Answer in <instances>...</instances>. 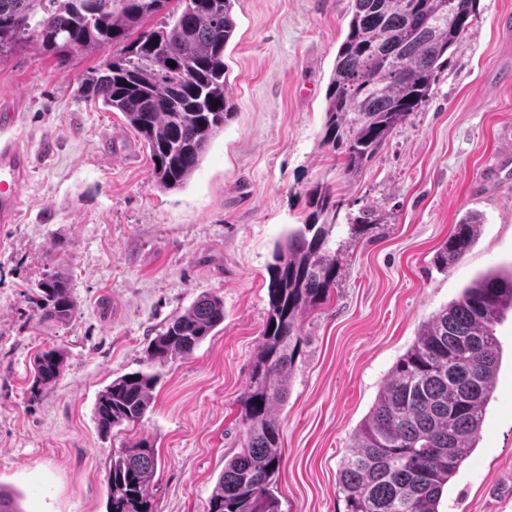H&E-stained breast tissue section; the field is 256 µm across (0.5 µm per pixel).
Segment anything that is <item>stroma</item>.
I'll list each match as a JSON object with an SVG mask.
<instances>
[{
    "label": "stroma",
    "instance_id": "obj_1",
    "mask_svg": "<svg viewBox=\"0 0 512 512\" xmlns=\"http://www.w3.org/2000/svg\"><path fill=\"white\" fill-rule=\"evenodd\" d=\"M352 0H239L225 50L235 116L191 181L163 191L124 115L86 102L80 78L102 56L65 61L23 48L0 59V109L39 162L19 223L0 226V486L21 512H106L114 448L145 439L159 465L154 512H206L245 435L242 398L267 318L277 241L311 211L307 190L330 177L344 201L339 276L304 316L288 399L279 409L281 512H344L338 470L398 358L423 321L478 274L512 263V0H477L467 37L431 94L359 177L328 173L320 146L326 89ZM119 139V151L102 142ZM376 224L352 236L362 208ZM482 234L442 272L436 250L466 212ZM69 277L63 325L32 317L36 286ZM203 293L224 322L187 358L150 363L163 323ZM502 364L481 439L450 482L441 512H512V313L497 328ZM65 369L32 394L35 355ZM154 372V402L133 431L102 437L98 393L118 376Z\"/></svg>",
    "mask_w": 512,
    "mask_h": 512
}]
</instances>
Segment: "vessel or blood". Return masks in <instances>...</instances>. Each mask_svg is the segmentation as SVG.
I'll use <instances>...</instances> for the list:
<instances>
[{
  "instance_id": "1",
  "label": "vessel or blood",
  "mask_w": 512,
  "mask_h": 512,
  "mask_svg": "<svg viewBox=\"0 0 512 512\" xmlns=\"http://www.w3.org/2000/svg\"><path fill=\"white\" fill-rule=\"evenodd\" d=\"M16 118L13 112L0 113V224L18 222L21 190L34 166L32 154L9 136Z\"/></svg>"
}]
</instances>
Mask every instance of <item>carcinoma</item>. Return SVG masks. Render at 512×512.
I'll return each mask as SVG.
<instances>
[{
  "instance_id": "carcinoma-1",
  "label": "carcinoma",
  "mask_w": 512,
  "mask_h": 512,
  "mask_svg": "<svg viewBox=\"0 0 512 512\" xmlns=\"http://www.w3.org/2000/svg\"><path fill=\"white\" fill-rule=\"evenodd\" d=\"M237 2L0 0V58L28 43L58 60L113 49L112 58L82 75L80 96L123 113L150 151L151 183L178 190L235 115L224 50L236 33ZM475 7L476 0H353L325 97L321 147L329 170L358 177L407 125L448 64V51L468 33ZM307 194L313 212L288 231L268 265L262 347L242 402L245 437L224 463L207 512H280L277 409L288 399L302 318L336 287L332 244L343 200L324 179ZM480 230L475 214L454 225L434 266L446 270L462 261ZM37 288L38 322H68L74 297L66 274L55 270ZM509 311L512 263L476 276L458 299L422 323L342 460L344 512H440L445 487L480 440L502 361L496 326ZM222 323L224 303L200 295L149 342L150 361L162 365L191 356ZM63 370L58 350L38 354L31 393L51 390ZM156 384L157 375L143 371L113 379L95 403L98 432L107 437L139 424ZM157 467L156 450L145 439L113 451L107 512H153Z\"/></svg>"
}]
</instances>
